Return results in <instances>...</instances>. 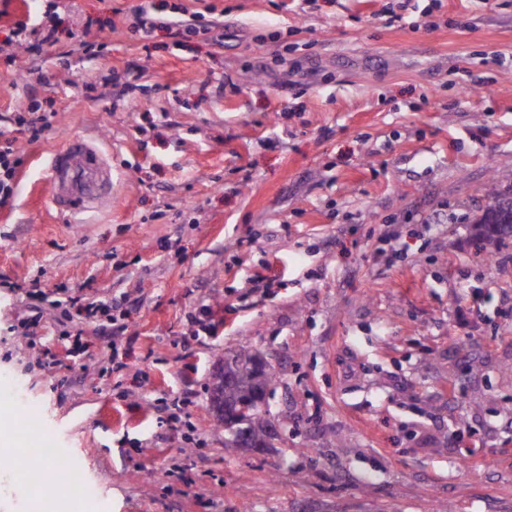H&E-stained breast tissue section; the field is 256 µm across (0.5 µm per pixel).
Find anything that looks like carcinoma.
<instances>
[{
    "mask_svg": "<svg viewBox=\"0 0 512 512\" xmlns=\"http://www.w3.org/2000/svg\"><path fill=\"white\" fill-rule=\"evenodd\" d=\"M487 204L474 221L476 236L481 241L512 238V194L503 193L491 181L484 188ZM233 362L225 364L222 398L209 397L210 410L219 423L236 422L235 428L247 434L253 444H260L266 419L262 403L274 374L260 366L257 355L247 347L232 352Z\"/></svg>",
    "mask_w": 512,
    "mask_h": 512,
    "instance_id": "carcinoma-1",
    "label": "carcinoma"
}]
</instances>
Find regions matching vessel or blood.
<instances>
[{
  "label": "vessel or blood",
  "instance_id": "1",
  "mask_svg": "<svg viewBox=\"0 0 512 512\" xmlns=\"http://www.w3.org/2000/svg\"><path fill=\"white\" fill-rule=\"evenodd\" d=\"M45 173L49 200L60 215L78 219L112 201V166L93 142L75 138L51 151Z\"/></svg>",
  "mask_w": 512,
  "mask_h": 512
}]
</instances>
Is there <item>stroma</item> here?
Instances as JSON below:
<instances>
[{
    "label": "stroma",
    "mask_w": 512,
    "mask_h": 512,
    "mask_svg": "<svg viewBox=\"0 0 512 512\" xmlns=\"http://www.w3.org/2000/svg\"><path fill=\"white\" fill-rule=\"evenodd\" d=\"M204 1L223 44L160 28L142 48L140 0H64L55 46L0 42V137L24 153L0 209V382L34 433L15 447L76 458L104 512H512V239L482 248L472 226L488 175L512 190V0H442L431 27L428 0L156 15ZM89 17L94 58L73 49ZM48 100L30 142L12 117ZM75 137L114 181L111 209L70 224L42 170ZM36 278L142 303L114 349L61 308L27 336ZM203 303L211 336L189 321ZM242 345L275 375L274 448L233 447L207 407Z\"/></svg>",
    "instance_id": "1"
}]
</instances>
